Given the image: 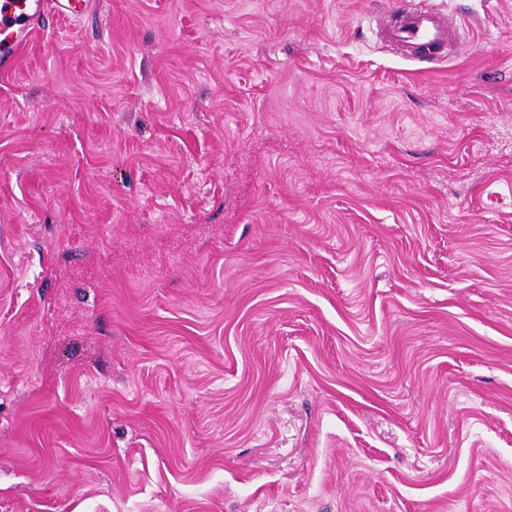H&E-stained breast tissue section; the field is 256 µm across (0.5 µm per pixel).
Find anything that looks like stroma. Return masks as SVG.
Wrapping results in <instances>:
<instances>
[{
  "mask_svg": "<svg viewBox=\"0 0 512 512\" xmlns=\"http://www.w3.org/2000/svg\"><path fill=\"white\" fill-rule=\"evenodd\" d=\"M99 0L0 73V512H512V0ZM393 16L400 21L394 22ZM394 41L427 63L437 62V54L448 45L454 28L448 24V16L432 8H403L392 14L390 11L371 18Z\"/></svg>",
  "mask_w": 512,
  "mask_h": 512,
  "instance_id": "1",
  "label": "stroma"
}]
</instances>
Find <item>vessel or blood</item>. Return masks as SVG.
I'll return each mask as SVG.
<instances>
[{"label":"vessel or blood","instance_id":"b4317fda","mask_svg":"<svg viewBox=\"0 0 512 512\" xmlns=\"http://www.w3.org/2000/svg\"><path fill=\"white\" fill-rule=\"evenodd\" d=\"M96 10L94 0H0V73L12 71L21 51L50 18L79 22ZM374 22L421 61L433 63L454 34L447 15L428 7L383 12Z\"/></svg>","mask_w":512,"mask_h":512}]
</instances>
